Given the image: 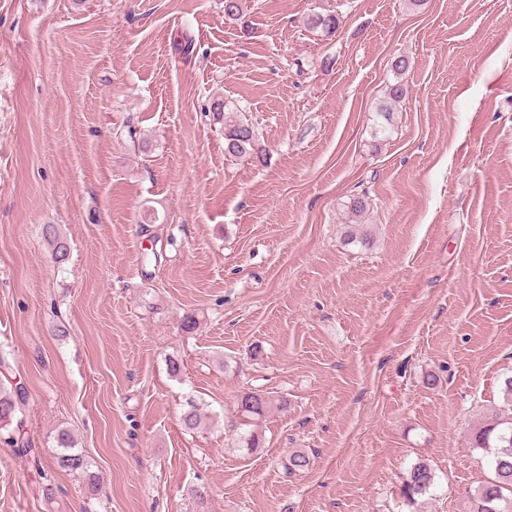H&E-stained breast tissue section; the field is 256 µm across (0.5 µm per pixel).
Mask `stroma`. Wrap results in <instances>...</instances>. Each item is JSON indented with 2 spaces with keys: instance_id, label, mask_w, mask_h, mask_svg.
<instances>
[{
  "instance_id": "obj_1",
  "label": "stroma",
  "mask_w": 512,
  "mask_h": 512,
  "mask_svg": "<svg viewBox=\"0 0 512 512\" xmlns=\"http://www.w3.org/2000/svg\"><path fill=\"white\" fill-rule=\"evenodd\" d=\"M213 95L253 155H225ZM509 376L512 0H251L242 25L224 0H0V381L32 448L0 442V512H470ZM257 390L287 408L245 422ZM61 428L98 493L56 466ZM339 23V15L332 11L312 13L305 21L309 31L325 37L334 35ZM44 235L52 247V253L57 263H64L70 255L68 239L62 236L54 224L44 225ZM434 482L432 469L426 463L414 464L404 482L402 495L407 501L415 502L416 497L430 491Z\"/></svg>"
}]
</instances>
